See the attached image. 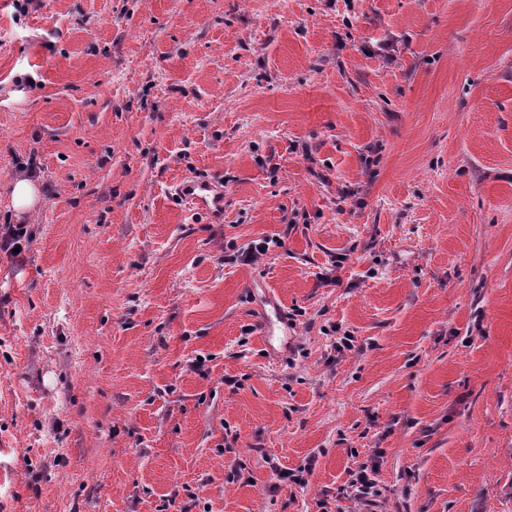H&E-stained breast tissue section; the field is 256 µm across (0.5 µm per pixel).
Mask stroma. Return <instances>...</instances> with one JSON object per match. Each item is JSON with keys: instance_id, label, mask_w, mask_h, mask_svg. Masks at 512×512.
Masks as SVG:
<instances>
[{"instance_id": "1", "label": "stroma", "mask_w": 512, "mask_h": 512, "mask_svg": "<svg viewBox=\"0 0 512 512\" xmlns=\"http://www.w3.org/2000/svg\"><path fill=\"white\" fill-rule=\"evenodd\" d=\"M24 167L0 512H512V0H0ZM39 195L38 182L31 177L21 175L11 183L10 199L13 209L20 215L34 213ZM218 180H197L186 177L175 188V194L194 210L209 214L215 220H224V185ZM375 469V464H372L370 468L363 464L356 471L351 472L352 478L349 481V487L354 493L355 499L364 506H373L376 503L375 498L379 496L375 488V480L372 478Z\"/></svg>"}]
</instances>
